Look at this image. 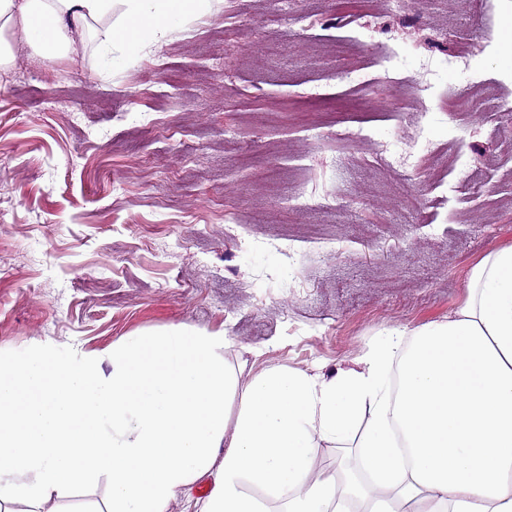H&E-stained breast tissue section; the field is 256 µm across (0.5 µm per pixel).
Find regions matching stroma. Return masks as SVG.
Listing matches in <instances>:
<instances>
[{"label":"stroma","mask_w":512,"mask_h":512,"mask_svg":"<svg viewBox=\"0 0 512 512\" xmlns=\"http://www.w3.org/2000/svg\"><path fill=\"white\" fill-rule=\"evenodd\" d=\"M511 34L512 0H222L123 69L17 49L0 357L185 327L226 334L241 380L329 378L447 320L512 246V116L486 93L512 98Z\"/></svg>","instance_id":"35a3bbf8"}]
</instances>
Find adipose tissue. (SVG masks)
Listing matches in <instances>:
<instances>
[{
  "label": "adipose tissue",
  "instance_id": "ef3b65f1",
  "mask_svg": "<svg viewBox=\"0 0 512 512\" xmlns=\"http://www.w3.org/2000/svg\"><path fill=\"white\" fill-rule=\"evenodd\" d=\"M220 3L0 0V70L19 39L49 64L91 40L121 68ZM229 345L174 327L122 337L108 359L0 358V512H44L102 477L100 512L178 498L184 512H349L353 498L364 512H512V247L482 256L446 321L389 330L332 378L278 366L244 381ZM325 442L359 448L369 481L321 468Z\"/></svg>",
  "mask_w": 512,
  "mask_h": 512
}]
</instances>
